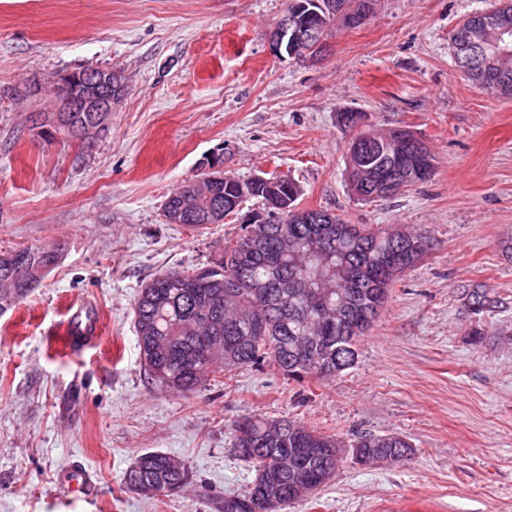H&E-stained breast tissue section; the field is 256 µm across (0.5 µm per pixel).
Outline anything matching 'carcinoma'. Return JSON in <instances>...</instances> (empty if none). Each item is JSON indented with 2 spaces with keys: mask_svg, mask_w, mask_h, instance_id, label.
I'll list each match as a JSON object with an SVG mask.
<instances>
[{
  "mask_svg": "<svg viewBox=\"0 0 512 512\" xmlns=\"http://www.w3.org/2000/svg\"><path fill=\"white\" fill-rule=\"evenodd\" d=\"M311 0H288L287 12L295 23L308 22ZM471 36L486 44L487 70L469 80L503 98L512 97V51L502 54L487 43L480 28ZM65 119L76 132H82L95 119L92 112H67ZM357 136L367 137L386 151L367 152L347 157L350 189L362 201H372L375 180L382 174L392 180L389 198L409 187L393 174L403 170L415 175L412 184L425 182L434 174L433 157L423 150L424 142L407 130L378 132L361 129ZM260 200L271 210L281 206L297 207L299 186L282 178L276 183H256L227 177L219 182L206 180L195 186L181 187L170 194L163 209H182L183 224L202 227V218L215 205L232 208L241 190ZM332 223L323 238H318L321 224H290L280 218L278 224H249L245 235L224 244L210 267L198 272H165L140 289L134 304V324L141 357L149 375L160 384L181 393L194 391L215 366L231 372L265 362L276 366L288 378L304 382L335 376L350 368L356 359V343L368 327L361 325L369 316L376 320L396 278L414 266L431 249L430 237L394 230H375L365 224H349L330 214ZM253 235L265 244L266 252L251 254L243 248L245 236ZM332 239L348 251L352 273L343 286V307L347 321L329 315L283 323V308L293 310L299 300L290 287L264 288L256 296L245 286L229 292L228 278L237 277L255 285L277 277L287 282L293 267L305 259L314 244ZM58 263L54 250L23 248L0 254V303L26 300ZM462 298L476 315L497 308L498 301L481 285L463 288ZM389 448L407 460L401 452L411 444L397 434H362L350 444L291 420L269 421L247 418L233 426V447L243 460L256 468L249 490L231 499L214 502L215 512H280L297 500L294 496L292 461L284 458L294 448ZM302 486L313 490L323 485L324 462L319 459L300 463ZM194 481L191 469L162 452L138 456L126 469L124 487L174 490ZM266 490L275 496L278 506L264 507L257 493Z\"/></svg>",
  "mask_w": 512,
  "mask_h": 512,
  "instance_id": "1",
  "label": "carcinoma"
}]
</instances>
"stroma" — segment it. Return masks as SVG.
Segmentation results:
<instances>
[{
    "label": "stroma",
    "mask_w": 512,
    "mask_h": 512,
    "mask_svg": "<svg viewBox=\"0 0 512 512\" xmlns=\"http://www.w3.org/2000/svg\"><path fill=\"white\" fill-rule=\"evenodd\" d=\"M498 3L377 0L364 24L294 59L269 45L288 0H0V253L62 248L0 312V512H214L213 498L254 478L232 448L233 424L254 416L413 447L392 467L344 457L284 512H512V98L469 81L450 49L463 19ZM105 68L125 81L106 134L84 144L34 124L60 77ZM345 111L421 138L431 179L358 200ZM214 153L242 180L291 178L301 208L431 238L340 375L218 370L188 394L149 378L133 316L142 284L206 266L263 211L249 199L221 224L165 221L166 198ZM471 284L494 293L495 312L472 317L460 298ZM77 299L101 323L80 353L64 337ZM155 451L193 485L126 490L127 467ZM74 472L85 481L70 493Z\"/></svg>",
    "instance_id": "35a3bbf8"
}]
</instances>
